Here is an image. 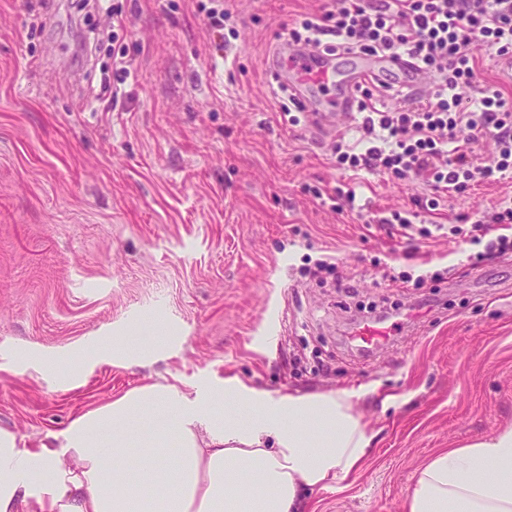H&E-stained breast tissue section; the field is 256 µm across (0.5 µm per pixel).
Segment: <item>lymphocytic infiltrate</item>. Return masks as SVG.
I'll use <instances>...</instances> for the list:
<instances>
[{"mask_svg":"<svg viewBox=\"0 0 512 512\" xmlns=\"http://www.w3.org/2000/svg\"><path fill=\"white\" fill-rule=\"evenodd\" d=\"M294 40L333 53H410L436 81L427 103L406 99L378 108L368 87L357 99L358 145L337 142L339 168L391 179L421 178L430 196L415 199L433 212L439 201L471 186L512 175V101L478 81L479 53L492 50L512 67V0H336L333 10L304 21ZM473 90L463 101L459 90ZM488 137L495 151L476 162L472 145ZM455 237L485 243L484 259L512 253V197L501 198L484 219L455 226Z\"/></svg>","mask_w":512,"mask_h":512,"instance_id":"obj_1","label":"lymphocytic infiltrate"}]
</instances>
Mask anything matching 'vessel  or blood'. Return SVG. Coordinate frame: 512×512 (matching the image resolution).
<instances>
[{"label":"vessel or blood","mask_w":512,"mask_h":512,"mask_svg":"<svg viewBox=\"0 0 512 512\" xmlns=\"http://www.w3.org/2000/svg\"><path fill=\"white\" fill-rule=\"evenodd\" d=\"M286 65L293 73L288 84L289 96L302 106H309L312 89L331 86L336 89L334 111L314 113L308 125L310 134L317 138L335 122L352 119L357 110L359 85L377 82L411 90L423 83L415 58L406 53L394 57L350 50L335 56L310 47L303 53L289 55Z\"/></svg>","instance_id":"vessel-or-blood-1"}]
</instances>
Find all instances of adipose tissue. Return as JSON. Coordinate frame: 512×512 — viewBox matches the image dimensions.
I'll use <instances>...</instances> for the list:
<instances>
[{"label": "adipose tissue", "mask_w": 512, "mask_h": 512, "mask_svg": "<svg viewBox=\"0 0 512 512\" xmlns=\"http://www.w3.org/2000/svg\"><path fill=\"white\" fill-rule=\"evenodd\" d=\"M221 395L234 409L208 411ZM372 440L347 393L149 382L35 448L0 426V512H303L307 492L359 472ZM405 512H512V426L432 456Z\"/></svg>", "instance_id": "1"}]
</instances>
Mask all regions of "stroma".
<instances>
[{
	"mask_svg": "<svg viewBox=\"0 0 512 512\" xmlns=\"http://www.w3.org/2000/svg\"><path fill=\"white\" fill-rule=\"evenodd\" d=\"M110 2L122 29L81 0H0V426L33 448L152 381L346 391L374 439L350 487L314 491L308 512H403L432 455L512 425V255L475 266L480 245L451 234L406 242L379 219L424 183L345 174L334 149L357 143L355 123L316 140L281 116L268 60L327 0H224L219 35L206 0ZM120 52L132 65L109 110L97 96ZM505 195L512 178L415 225L476 219ZM327 251L350 287L305 274ZM388 268L436 282L401 288ZM272 300L281 324L264 349L253 336ZM379 317L397 334L359 348ZM143 334L165 339L150 363L92 361L59 381L79 354Z\"/></svg>",
	"mask_w": 512,
	"mask_h": 512,
	"instance_id": "35a3bbf8",
	"label": "stroma"
}]
</instances>
